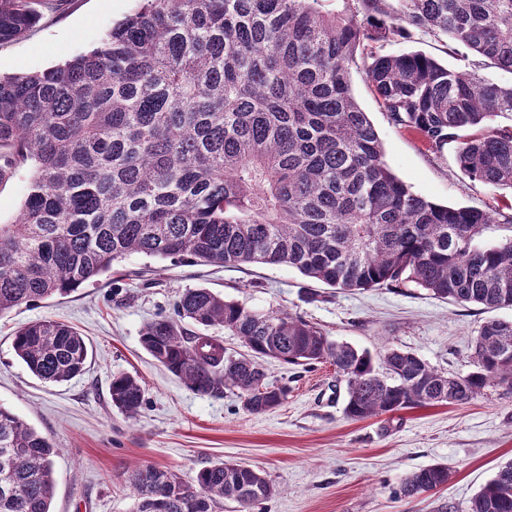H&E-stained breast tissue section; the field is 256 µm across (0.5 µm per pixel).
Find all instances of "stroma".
Returning a JSON list of instances; mask_svg holds the SVG:
<instances>
[{
	"mask_svg": "<svg viewBox=\"0 0 512 512\" xmlns=\"http://www.w3.org/2000/svg\"><path fill=\"white\" fill-rule=\"evenodd\" d=\"M142 0H67L44 13L23 37L0 44V75L43 72L96 48ZM382 54L419 51L500 86L512 74L450 54L429 36L375 43ZM351 89L373 124L388 167L411 189L442 205L506 210L512 191L469 180L453 147L426 149L395 127L363 70ZM207 288L262 314L300 315L330 340L379 357L393 347L439 371L472 370V345L491 319L512 321V307L485 310L435 298L412 283L368 289L330 288L287 265L218 267L186 260L128 256L111 278L0 315V405L46 437L58 454L53 512H133L128 475L136 465L174 471L186 484L214 462L261 473L275 488L262 512H468L498 468L512 461V394L487 390L466 405L402 410L361 421L344 414L346 385L324 362L306 370L267 359L269 381L287 385L276 409L247 412L232 390L200 395L155 361L141 344L144 325L170 318L179 296ZM40 319L85 336V371L52 384L30 373L12 348L14 332ZM126 373L144 389L136 418L113 406L112 378ZM441 463L446 485L414 498L398 496L413 471Z\"/></svg>",
	"mask_w": 512,
	"mask_h": 512,
	"instance_id": "obj_1",
	"label": "stroma"
}]
</instances>
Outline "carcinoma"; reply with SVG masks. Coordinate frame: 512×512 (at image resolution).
Segmentation results:
<instances>
[{
	"instance_id": "obj_1",
	"label": "carcinoma",
	"mask_w": 512,
	"mask_h": 512,
	"mask_svg": "<svg viewBox=\"0 0 512 512\" xmlns=\"http://www.w3.org/2000/svg\"><path fill=\"white\" fill-rule=\"evenodd\" d=\"M329 2L144 0L91 53L0 77V181L32 169L16 220L0 224V315L95 282L131 254L288 265L332 288L411 282L460 304L512 307V237L482 241L497 217L512 215L411 191L384 162L350 85L351 69L363 68L392 124L434 153L456 143L465 176L512 189V86L418 52L359 54L367 41L413 28L512 71V0ZM60 4L0 0V44ZM176 313L224 328L249 353L230 355L166 318L144 326V349L198 394L236 390L252 414L288 396L267 382L264 358L330 362L352 420L512 392V321L485 322L473 369L448 376L395 348L376 364L300 316L251 312L207 288L185 291ZM12 347L46 383L80 375L88 359L84 337L53 320L20 327ZM111 397L133 418L144 392L120 374ZM55 453L0 405V512H52ZM447 482L448 467L433 464L398 493ZM130 484L136 512H218L226 499L250 510L275 494L259 472L224 461L201 469L194 487L152 466L132 470ZM470 512H512V462Z\"/></svg>"
}]
</instances>
